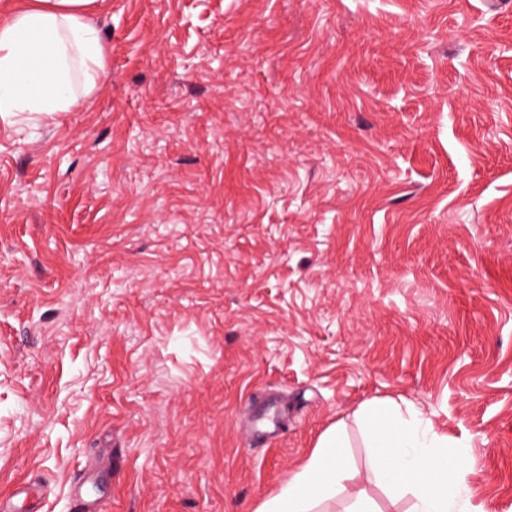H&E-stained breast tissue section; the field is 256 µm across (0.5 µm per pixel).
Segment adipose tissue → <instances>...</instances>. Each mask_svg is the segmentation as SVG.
<instances>
[{"label": "adipose tissue", "mask_w": 512, "mask_h": 512, "mask_svg": "<svg viewBox=\"0 0 512 512\" xmlns=\"http://www.w3.org/2000/svg\"><path fill=\"white\" fill-rule=\"evenodd\" d=\"M99 0H27L0 23V117L16 112H70L91 91L103 66L98 28L86 15ZM371 460L367 480L411 494L413 512H471L460 494L468 468L463 449L448 450L424 414L388 399L356 412ZM342 425L329 427L307 461L256 512H311L341 489L346 464Z\"/></svg>", "instance_id": "obj_1"}]
</instances>
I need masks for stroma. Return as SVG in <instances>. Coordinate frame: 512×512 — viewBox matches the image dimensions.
<instances>
[{
    "instance_id": "obj_1",
    "label": "stroma",
    "mask_w": 512,
    "mask_h": 512,
    "mask_svg": "<svg viewBox=\"0 0 512 512\" xmlns=\"http://www.w3.org/2000/svg\"><path fill=\"white\" fill-rule=\"evenodd\" d=\"M71 112L0 119V498L255 512L355 412L421 409L512 512V9L103 0ZM282 430L251 441L268 400Z\"/></svg>"
}]
</instances>
